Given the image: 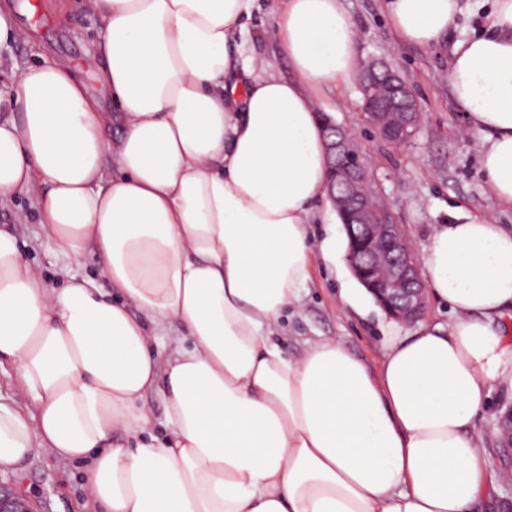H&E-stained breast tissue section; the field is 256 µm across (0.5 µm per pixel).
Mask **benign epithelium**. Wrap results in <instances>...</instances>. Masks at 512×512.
<instances>
[{
	"label": "benign epithelium",
	"instance_id": "7a95c632",
	"mask_svg": "<svg viewBox=\"0 0 512 512\" xmlns=\"http://www.w3.org/2000/svg\"><path fill=\"white\" fill-rule=\"evenodd\" d=\"M362 110L374 133L400 146L416 134L419 109L411 88L393 70L371 64L358 76ZM327 193L348 238V266L376 303L401 323L417 320L425 306L420 273L411 249L373 188L355 138L324 119ZM0 512H32L27 499L0 482Z\"/></svg>",
	"mask_w": 512,
	"mask_h": 512
}]
</instances>
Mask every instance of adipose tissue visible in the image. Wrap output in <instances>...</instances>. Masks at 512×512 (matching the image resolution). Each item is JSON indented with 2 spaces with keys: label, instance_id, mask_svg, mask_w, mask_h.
Instances as JSON below:
<instances>
[{
  "label": "adipose tissue",
  "instance_id": "obj_1",
  "mask_svg": "<svg viewBox=\"0 0 512 512\" xmlns=\"http://www.w3.org/2000/svg\"><path fill=\"white\" fill-rule=\"evenodd\" d=\"M255 2L84 0L107 102L48 58L0 96V203L29 197L66 260H101L100 280L55 290L0 229V366L32 401L0 404V470L38 446L83 461L99 512H478L493 477L475 418L512 387V229L433 226L421 276L452 317L393 337L378 366L331 338L285 355V312L344 252L308 226L327 195L317 92L356 79L357 33L340 0H279L297 77L260 75L233 55ZM382 9L425 47L461 11ZM448 83L512 209V0L454 44ZM171 333L184 343L161 356Z\"/></svg>",
  "mask_w": 512,
  "mask_h": 512
}]
</instances>
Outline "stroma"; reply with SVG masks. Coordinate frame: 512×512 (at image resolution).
I'll return each instance as SVG.
<instances>
[{
	"label": "stroma",
	"mask_w": 512,
	"mask_h": 512,
	"mask_svg": "<svg viewBox=\"0 0 512 512\" xmlns=\"http://www.w3.org/2000/svg\"><path fill=\"white\" fill-rule=\"evenodd\" d=\"M343 10L358 30L356 65L387 63L414 92L420 125L413 141L397 147L374 135L362 111L358 83H330L319 95L320 111L337 125L352 130L374 186L399 224L415 259L433 225L464 213H493L497 223L512 227V211L497 208L480 167L482 141L466 131L467 121L453 100L448 84V62L456 41L479 30L490 10V0H460L457 27L439 45L420 47L398 43L382 11L381 0H341ZM9 7L30 39L0 56V89L8 90L21 72L38 63L39 53L78 66L85 83H92L89 58L101 34L100 22L82 5L64 7L62 0H0ZM278 0H257L252 20L242 36V59L261 58L271 73L295 78L296 73L272 37ZM0 228L14 233L24 259L54 288L63 287L62 262L57 247L38 222L28 197H17L0 208ZM288 336L284 352L300 354L304 341L333 338L357 356L379 363L383 342L403 335L405 324L390 319L354 278L346 259L335 265L316 263L301 306L284 319ZM512 406V388L492 390L475 428L483 438L488 468L496 480L484 491L489 512H512V478L503 479L505 454L498 422ZM0 482L30 499L34 512H85V465L58 457L45 448L16 470L1 472Z\"/></svg>",
	"instance_id": "35a3bbf8"
}]
</instances>
